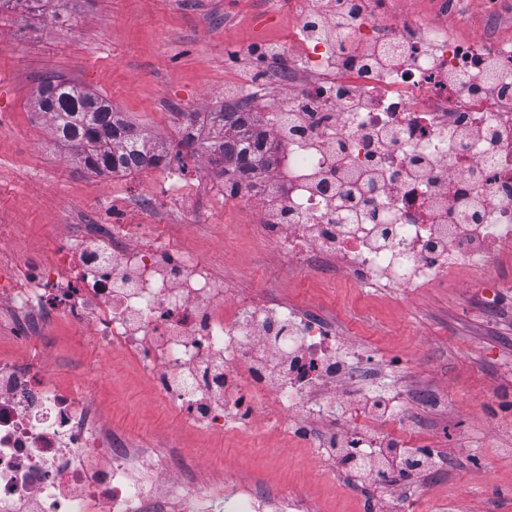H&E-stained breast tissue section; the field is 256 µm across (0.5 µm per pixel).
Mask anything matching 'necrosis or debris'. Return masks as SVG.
Listing matches in <instances>:
<instances>
[{
    "label": "necrosis or debris",
    "mask_w": 512,
    "mask_h": 512,
    "mask_svg": "<svg viewBox=\"0 0 512 512\" xmlns=\"http://www.w3.org/2000/svg\"><path fill=\"white\" fill-rule=\"evenodd\" d=\"M335 13L346 25L310 34L302 11L264 118L276 162L226 176L233 199L259 210L293 268L332 257L359 286L400 292L464 266L495 293L499 252L512 245V40L492 13L469 39L378 13L376 0H336ZM136 234L105 222L57 266L0 268V298L24 327L64 317L101 349L128 352L172 409L211 433L248 425L268 394L304 431L333 408L312 391L320 374L336 366L357 381L319 314L243 298L225 318L206 259L161 239L133 244ZM28 343L23 357L0 358V512H162L163 471L183 475L178 512H307L296 488L235 478L214 488L178 457L152 464L138 436L98 417L93 378L55 386L41 340ZM273 350L294 368L269 370Z\"/></svg>",
    "instance_id": "4bbe7bcc"
}]
</instances>
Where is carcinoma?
I'll return each mask as SVG.
<instances>
[{
  "mask_svg": "<svg viewBox=\"0 0 512 512\" xmlns=\"http://www.w3.org/2000/svg\"><path fill=\"white\" fill-rule=\"evenodd\" d=\"M34 106L51 120L56 137L74 150L77 162L88 171L133 172L144 158L157 163L165 157L163 145L115 118L112 104L97 93L49 79L41 85ZM210 120L215 135L196 148L210 163L240 169L269 165L262 151L264 134L250 123V113L212 112Z\"/></svg>",
  "mask_w": 512,
  "mask_h": 512,
  "instance_id": "carcinoma-1",
  "label": "carcinoma"
}]
</instances>
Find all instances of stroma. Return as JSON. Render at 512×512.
<instances>
[{
	"label": "stroma",
	"instance_id": "stroma-1",
	"mask_svg": "<svg viewBox=\"0 0 512 512\" xmlns=\"http://www.w3.org/2000/svg\"><path fill=\"white\" fill-rule=\"evenodd\" d=\"M295 10L267 0H42L0 13V264L52 262L59 247L92 236L100 220L145 224L188 252L211 259L229 296L257 294L326 313L338 347L364 373L359 384L324 385L342 416L317 417L318 438L355 429L380 441L409 433V450L434 464L402 483L339 485L336 458L289 434L287 426L210 434L171 412L133 358L90 343L68 319L45 337L50 379L70 387L97 381L96 410L113 427L172 451L212 481L234 476L307 490L317 512H512V251L502 252L495 311L475 275L459 270L437 284L393 294L337 275L334 262L293 270L257 232V211L225 201L216 168L182 149L183 115L212 108L224 85H254L271 64L249 50L264 41L294 50ZM107 97L137 128L180 156L185 187L164 172L93 173L56 146L34 108L45 77ZM396 399L377 424L363 396Z\"/></svg>",
	"mask_w": 512,
	"mask_h": 512
}]
</instances>
